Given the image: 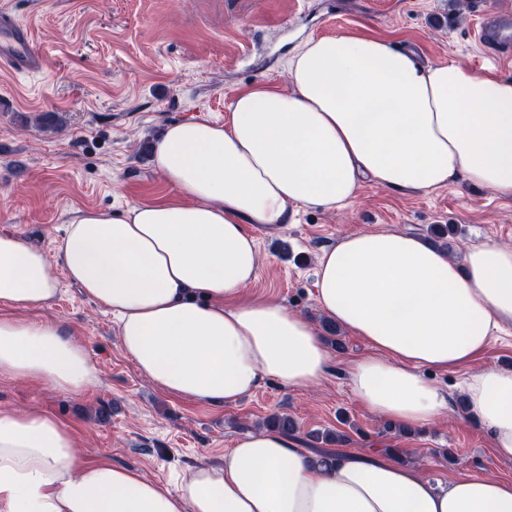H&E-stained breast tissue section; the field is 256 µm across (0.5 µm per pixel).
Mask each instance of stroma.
Listing matches in <instances>:
<instances>
[{
    "label": "stroma",
    "instance_id": "stroma-1",
    "mask_svg": "<svg viewBox=\"0 0 512 512\" xmlns=\"http://www.w3.org/2000/svg\"><path fill=\"white\" fill-rule=\"evenodd\" d=\"M495 9H512V0H0V11L30 26L45 60L33 76L0 72V233L50 251L78 212L170 197L153 165L167 125L229 123L232 100L250 85L290 91L288 58L312 37L381 38L424 62L511 79L512 60H488L476 37L477 14ZM435 224L457 226L466 246L512 244V198L461 179L428 193L366 182L343 209L294 207L281 227L251 225L261 266L250 290L321 322L314 272L322 248L349 232L425 236ZM50 314L85 344L98 382L74 397L0 378V406L35 407L65 422L86 461L107 459L170 485L189 467L220 463L241 433L286 413L305 451L315 447L314 433L329 430L346 435L344 449L387 448L421 462L437 483L460 471L512 480V461L464 417L405 432L360 406L347 366L369 347L346 330H338L343 348L317 388L266 380L241 401L213 407L143 377L111 314L69 281Z\"/></svg>",
    "mask_w": 512,
    "mask_h": 512
}]
</instances>
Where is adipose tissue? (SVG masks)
Listing matches in <instances>:
<instances>
[{
  "instance_id": "ef3b65f1",
  "label": "adipose tissue",
  "mask_w": 512,
  "mask_h": 512,
  "mask_svg": "<svg viewBox=\"0 0 512 512\" xmlns=\"http://www.w3.org/2000/svg\"><path fill=\"white\" fill-rule=\"evenodd\" d=\"M286 72L292 92L240 91L229 124L166 127L153 163L173 198L78 213L50 253L0 234V305L18 310L0 316V377L75 396L97 383L84 343L44 315L65 279L170 394L222 406L267 379L320 385L331 352L315 325L248 291L261 264L249 225L282 226L296 205L343 208L366 179L421 191L462 179L512 197V79L344 34L306 40ZM316 277L323 312L373 350L348 371L364 409L406 429L463 413L512 460V369L471 374L461 409L428 377L512 332V245L475 244L458 261L419 236L352 232L320 251ZM77 448L56 417L0 407V512H512L511 480L462 471L436 484L371 449L318 466L272 430L172 488Z\"/></svg>"
}]
</instances>
